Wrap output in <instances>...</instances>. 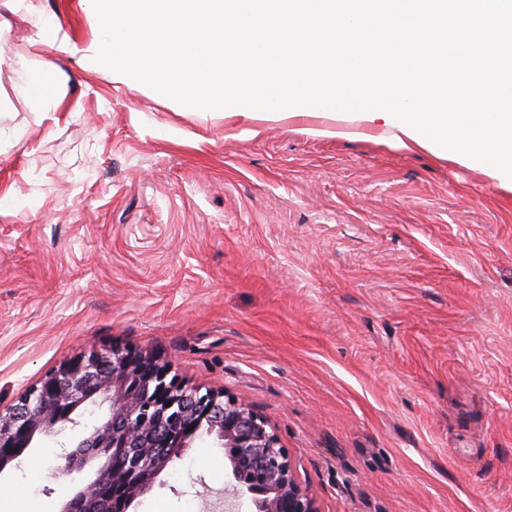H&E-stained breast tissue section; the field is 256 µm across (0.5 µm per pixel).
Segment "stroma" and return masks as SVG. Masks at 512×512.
<instances>
[{
	"mask_svg": "<svg viewBox=\"0 0 512 512\" xmlns=\"http://www.w3.org/2000/svg\"><path fill=\"white\" fill-rule=\"evenodd\" d=\"M78 0H0V408L65 359L148 348L248 403L318 512H512V188L345 114L198 112L80 68ZM42 61L65 93L25 85ZM84 427L0 474L61 512ZM210 436L130 512H253Z\"/></svg>",
	"mask_w": 512,
	"mask_h": 512,
	"instance_id": "35a3bbf8",
	"label": "stroma"
}]
</instances>
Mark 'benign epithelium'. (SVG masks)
<instances>
[{
	"instance_id": "1",
	"label": "benign epithelium",
	"mask_w": 512,
	"mask_h": 512,
	"mask_svg": "<svg viewBox=\"0 0 512 512\" xmlns=\"http://www.w3.org/2000/svg\"><path fill=\"white\" fill-rule=\"evenodd\" d=\"M89 403L109 404V415L64 456L63 470L97 457L106 463L72 493L63 512H129L192 447L193 429L205 419L208 435L225 448L230 495L252 496L256 512H318L278 436L249 404L183 383L146 348L114 345L77 355L0 409V473L12 467L16 449L77 426L73 414Z\"/></svg>"
}]
</instances>
